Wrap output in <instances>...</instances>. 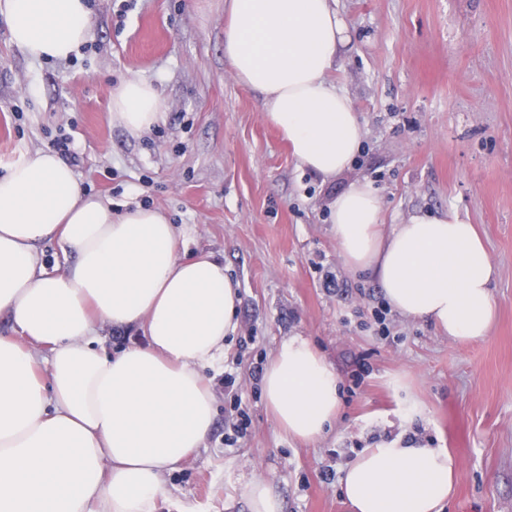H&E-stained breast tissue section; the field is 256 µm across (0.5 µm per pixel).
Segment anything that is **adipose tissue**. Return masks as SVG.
I'll use <instances>...</instances> for the list:
<instances>
[{
    "instance_id": "ef3b65f1",
    "label": "adipose tissue",
    "mask_w": 512,
    "mask_h": 512,
    "mask_svg": "<svg viewBox=\"0 0 512 512\" xmlns=\"http://www.w3.org/2000/svg\"><path fill=\"white\" fill-rule=\"evenodd\" d=\"M224 55L263 95V112L298 163L323 179L344 173L364 138L353 104L327 74L347 42L331 0H226ZM12 45L66 60L89 37L86 0H0ZM163 115L136 79L112 93V117L134 136ZM348 271L380 284L390 307L456 341L487 336L496 268L455 209L417 213L382 231V205L358 181L329 206ZM159 210L122 212L88 195L49 150L0 177V313L22 334L0 336V512H155L165 474L202 448L215 414L203 367L224 355L238 323L223 264L180 253ZM58 241L77 260L50 274L38 247ZM137 328L142 342L102 355L97 323ZM262 389L286 435L315 441L336 419L338 378L302 336L285 338ZM450 452L393 440L348 466L354 512H442L453 491Z\"/></svg>"
}]
</instances>
